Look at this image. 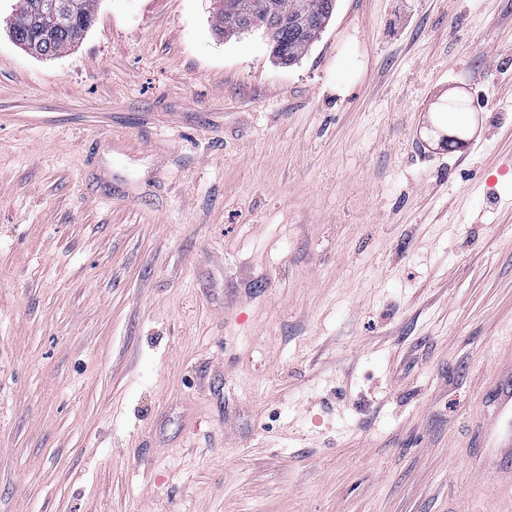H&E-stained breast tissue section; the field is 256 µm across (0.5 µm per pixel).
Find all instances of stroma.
<instances>
[{
    "label": "stroma",
    "instance_id": "obj_1",
    "mask_svg": "<svg viewBox=\"0 0 512 512\" xmlns=\"http://www.w3.org/2000/svg\"><path fill=\"white\" fill-rule=\"evenodd\" d=\"M0 0V512H512V0ZM467 135L445 145L449 100ZM31 2L32 0H20L19 13L10 26V36L15 43L17 40L38 41L40 39L38 27L32 22L29 13ZM63 5L57 1H39L33 4V10L36 16L39 18L40 24L43 25V40H49V35L54 26V22L57 20V11L62 10ZM51 17V20L49 19ZM42 19V20H41ZM72 3V11L64 25L55 29L49 42L43 43L42 52L38 54L51 57L74 46L92 25L97 0H68ZM76 34V35H75ZM236 0H225L222 2L224 4V10L233 11L236 9L237 2ZM220 11V34H224V37H231L238 33V28L241 25L242 17L239 13H232ZM244 3L246 10H249L255 1L262 2L264 11L258 10L254 15L256 17H268L271 22L283 18L294 16L300 12H304L305 6L309 0H239ZM272 51L281 64L290 65L301 58L309 49L312 42L298 35L289 25L282 26L274 34ZM289 62V63H288Z\"/></svg>",
    "mask_w": 512,
    "mask_h": 512
}]
</instances>
